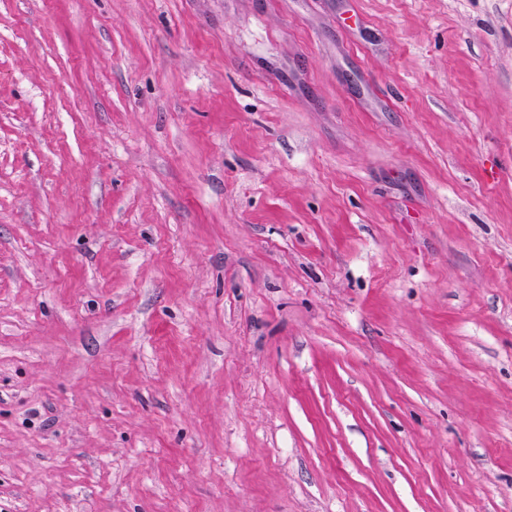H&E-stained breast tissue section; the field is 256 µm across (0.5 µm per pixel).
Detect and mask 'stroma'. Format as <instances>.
<instances>
[{
    "instance_id": "35a3bbf8",
    "label": "stroma",
    "mask_w": 512,
    "mask_h": 512,
    "mask_svg": "<svg viewBox=\"0 0 512 512\" xmlns=\"http://www.w3.org/2000/svg\"><path fill=\"white\" fill-rule=\"evenodd\" d=\"M0 512H512V0H0Z\"/></svg>"
}]
</instances>
